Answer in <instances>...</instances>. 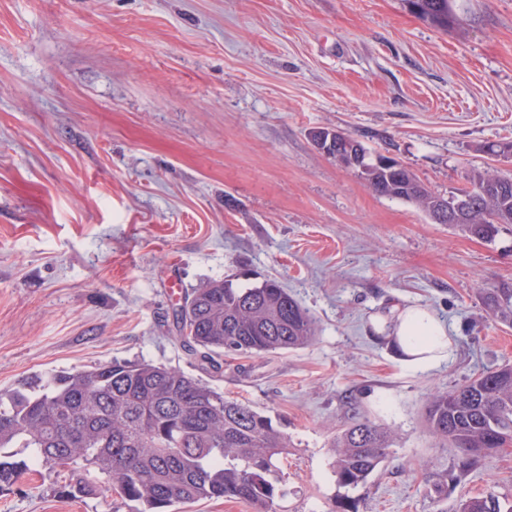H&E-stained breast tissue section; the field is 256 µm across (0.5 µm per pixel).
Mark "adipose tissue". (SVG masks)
Wrapping results in <instances>:
<instances>
[{
	"instance_id": "1",
	"label": "adipose tissue",
	"mask_w": 512,
	"mask_h": 512,
	"mask_svg": "<svg viewBox=\"0 0 512 512\" xmlns=\"http://www.w3.org/2000/svg\"><path fill=\"white\" fill-rule=\"evenodd\" d=\"M379 321L391 324L392 343L411 366L422 370L447 359L448 328L429 309L395 304Z\"/></svg>"
}]
</instances>
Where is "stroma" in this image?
<instances>
[{
    "mask_svg": "<svg viewBox=\"0 0 512 512\" xmlns=\"http://www.w3.org/2000/svg\"><path fill=\"white\" fill-rule=\"evenodd\" d=\"M443 30L405 0H0V389L146 360L201 378L288 437L283 512H334L333 442L359 410L394 433L358 512L512 499V446L470 464L425 426L431 393L512 363L482 302L512 286V225L479 238L374 194L313 146L328 127L434 194L512 142V0H453ZM273 278L315 318L308 345L202 370L177 339L192 288ZM430 309L451 352L405 364L373 324ZM70 470L0 492V512H135L60 496Z\"/></svg>",
    "mask_w": 512,
    "mask_h": 512,
    "instance_id": "stroma-1",
    "label": "stroma"
}]
</instances>
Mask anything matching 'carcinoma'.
Here are the masks:
<instances>
[{
  "label": "carcinoma",
  "instance_id": "obj_1",
  "mask_svg": "<svg viewBox=\"0 0 512 512\" xmlns=\"http://www.w3.org/2000/svg\"><path fill=\"white\" fill-rule=\"evenodd\" d=\"M365 182L376 195L422 211L443 201L406 167L376 168ZM468 185L478 205L465 214L472 234L489 238L498 231L489 215L512 224L511 175L487 168ZM483 302L512 325V288H491ZM176 327L183 348L216 369L226 355L295 349L316 334L310 313L275 280L252 287L208 281L186 295ZM426 424L468 461L511 444L512 366L481 371L433 394ZM392 443V432L364 415L336 436L339 512H357L354 493L388 460ZM287 447L272 420L251 405L148 361L62 371L0 391V449L34 448L36 463L48 471L80 459L82 470L61 495H93L102 477L105 490L138 504L136 512H174L178 505L221 498L245 502L253 512H278L285 491L277 460ZM28 470L0 455V489ZM457 512H512V504L489 494L462 501Z\"/></svg>",
  "mask_w": 512,
  "mask_h": 512
}]
</instances>
